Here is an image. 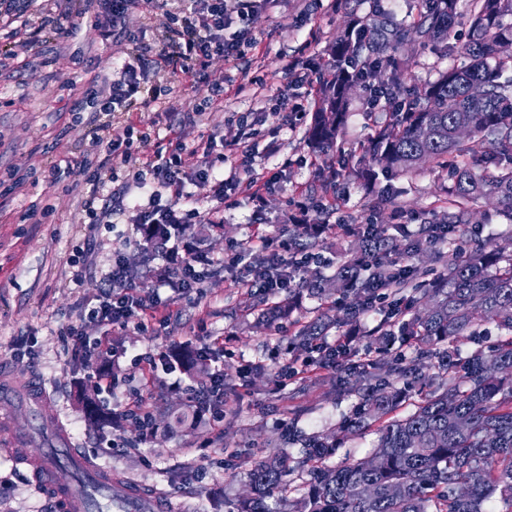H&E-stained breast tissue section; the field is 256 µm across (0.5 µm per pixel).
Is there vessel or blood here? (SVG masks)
<instances>
[{"instance_id": "1", "label": "vessel or blood", "mask_w": 512, "mask_h": 512, "mask_svg": "<svg viewBox=\"0 0 512 512\" xmlns=\"http://www.w3.org/2000/svg\"><path fill=\"white\" fill-rule=\"evenodd\" d=\"M18 405L29 409L31 428L14 422L13 410ZM0 427L9 434L0 451L20 461L27 460L24 444L31 429L43 430L49 444L41 457L29 462L39 479V491L54 512H96L101 505L109 506L111 512H180V504L172 498L114 477L111 469L94 464L76 448L36 376L21 384L14 374H0ZM62 468L69 471V481L57 480L56 473Z\"/></svg>"}]
</instances>
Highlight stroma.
Segmentation results:
<instances>
[{"mask_svg":"<svg viewBox=\"0 0 512 512\" xmlns=\"http://www.w3.org/2000/svg\"><path fill=\"white\" fill-rule=\"evenodd\" d=\"M369 9V0H275L255 13L246 25L263 42L259 53H248L239 67L259 82L240 95L226 97L223 110L206 114V130L225 131L226 120L262 107L277 93L283 96L282 109H289L304 93L287 70L289 57L301 54L311 66L323 65L328 47L350 19L365 16ZM79 10L84 16L71 35L42 26L38 11H28L26 20L40 30L38 41L17 61L0 67V356H10L15 349L33 351V358L14 362L18 378L33 373L45 382L55 408L68 419L72 436L99 465L145 487L164 489L190 512H232L248 488L245 472L253 462L283 451L289 453L291 463H298L303 453L293 436L333 430L358 402L355 392L337 390L329 371L305 375L283 388L276 387L274 377L257 379L250 373L254 365H268L276 347L281 361H288L291 335L299 325L320 313L337 314L339 308L334 300L311 295L304 285L307 272L298 271V289L275 297L279 303H296L285 321L288 333L281 337L259 317L263 294L240 288L235 271L225 270L209 276L201 303L177 302L167 330L151 325L109 333L108 345L125 353L119 364L109 368L117 395L152 403L159 425L145 443H137L129 433L121 446H109L111 428L96 423L79 399L78 380L84 370L79 361L65 355L61 331L84 317L113 250L137 254L135 233L122 216L94 229L81 224L80 202L87 191L81 178L74 175L51 185L45 175L54 162L80 159L91 127L72 122V109L92 79L110 75L127 44H105L97 38L91 26L98 11L96 0H59L53 13ZM398 55L407 63L413 84L435 80L440 71L461 62L457 54L445 56L419 44L404 46ZM206 94L203 88L184 92L177 83L168 107L143 112L154 129L145 153L167 145L171 129L179 128L181 113L193 109ZM388 117V110L382 108L364 115L360 101H353L338 139L347 166L358 162L351 148ZM308 126L302 120L296 129H282L281 150L276 154L267 150L268 126H260L254 138L257 162L264 171H281L280 181L267 187L261 209L241 201L225 210L223 227L188 225L187 240L202 242L217 257L232 246L247 252L257 234L274 237L291 229L303 203L308 207L307 222L327 227L318 250L328 260L321 271L329 276L337 263L356 257L360 224L387 225L400 213L414 232L439 208L448 179L437 175L428 161L415 172L385 181L381 193L354 177L340 176L338 208L320 207L316 170L321 160L307 145ZM35 203L54 207L53 214L39 224L27 217ZM78 253L87 277L77 285L70 280V261ZM218 336L224 339L226 410L220 428L193 421L184 394L168 388V375L157 374L146 384L134 365L136 356L159 345L185 341L197 345ZM44 508L29 467L0 455V512H43Z\"/></svg>","mask_w":512,"mask_h":512,"instance_id":"stroma-1","label":"stroma"}]
</instances>
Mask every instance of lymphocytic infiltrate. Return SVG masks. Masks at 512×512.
Returning a JSON list of instances; mask_svg holds the SVG:
<instances>
[{
  "mask_svg": "<svg viewBox=\"0 0 512 512\" xmlns=\"http://www.w3.org/2000/svg\"><path fill=\"white\" fill-rule=\"evenodd\" d=\"M271 0H179L170 7L169 0H100L106 14L94 28L102 42H111L122 34L125 18L133 7L146 13L165 12L168 23L161 36L157 57L164 69L181 76L189 85L198 84L214 57L235 63L244 51L257 50L261 44L251 29L225 37L233 21L245 23ZM24 9L22 0H0V31L9 42L0 51V67L16 59L19 51L32 48L37 41L35 32L22 29L17 21ZM148 50L132 43L104 82H90L83 93L82 104L76 105L75 120H88L93 127L90 147L76 165H53L48 176L59 181L63 176L77 174L88 187L82 203L85 217L91 224L109 223L111 213L99 210L95 202L107 183L122 182L124 190H135L128 203L119 204L116 213L126 216L139 236L140 246H148L155 225L158 224H220L224 211L220 204L240 196L254 203H262L266 180L255 174L256 153L251 142L247 117H239L227 134L219 136L202 131L206 108H220L228 93H242L244 84L235 77L215 83L209 89L204 104L185 113V125L198 128L193 142L176 138L163 150L150 154L139 152L138 146L150 138L142 120L135 111L150 109L163 102V88L149 85ZM210 189L212 207L201 208L194 193L195 187ZM258 251L269 270L251 277H243L241 285L257 289L267 295H276L294 283V274L304 263L303 258L290 255L287 244L262 235L258 238ZM163 259H176L174 269L164 271L158 278L159 290L145 292L133 286L128 277L129 261L121 251L112 254V268L105 273L95 295V302L85 316L84 323L67 326L63 334L73 354L80 356L84 367V380L94 385L98 394H111L112 377L97 367L99 345L87 337L86 325L101 329L127 331L141 328L145 323L167 327L172 306L188 296H202L209 271L215 262L235 268L241 263L236 253H228L214 260L209 252L197 249L175 256L173 248H166ZM168 289V296H160V289ZM351 337L336 341L312 342L306 355L283 364L279 370V383L300 377L308 372L332 370L341 367V352L347 350ZM176 348L157 347L155 353L144 357L145 376L156 371L171 375V389L185 390L188 402L199 417L209 422L224 419V372L215 367L206 379L184 383L176 378Z\"/></svg>",
  "mask_w": 512,
  "mask_h": 512,
  "instance_id": "f902f5d3",
  "label": "lymphocytic infiltrate"
}]
</instances>
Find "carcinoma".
I'll return each mask as SVG.
<instances>
[{"instance_id":"carcinoma-1","label":"carcinoma","mask_w":512,"mask_h":512,"mask_svg":"<svg viewBox=\"0 0 512 512\" xmlns=\"http://www.w3.org/2000/svg\"><path fill=\"white\" fill-rule=\"evenodd\" d=\"M409 23H398L375 8L350 23L329 48L327 75L316 90L307 133L313 152L337 144L358 75L385 90L389 121L374 127L360 144L363 156L380 170L365 167L356 176L370 185L379 175L408 173L426 160L447 173L448 199L418 233L396 227L374 238L362 236L361 255L380 262L364 280L358 263L336 267L329 278L306 281L317 295H354L355 302L335 324L356 319L359 306L380 289L411 291L402 335L415 340L416 358L375 361L363 367L344 360L339 372L357 374L366 385L356 412L338 432L300 436L307 468L306 492L287 500L289 457L259 460L246 472L249 491L235 512H512V251L477 241L446 264L428 284L415 282L414 268L391 266L424 256V245L448 226V240L466 236L465 227L484 201L512 224V54L498 48L512 43V0H470L469 39L456 51L464 63L437 80L404 88L406 71L388 51L418 41L438 46L458 12L459 0H414ZM487 146L478 153L475 142ZM332 322L315 318L298 332L303 347L323 336ZM485 324L500 332L490 350L471 354L462 374L448 368V352L438 347L474 335ZM431 385L415 409L400 415L409 397L397 383L408 378ZM375 427L372 453L353 463L328 466L348 436Z\"/></svg>"}]
</instances>
